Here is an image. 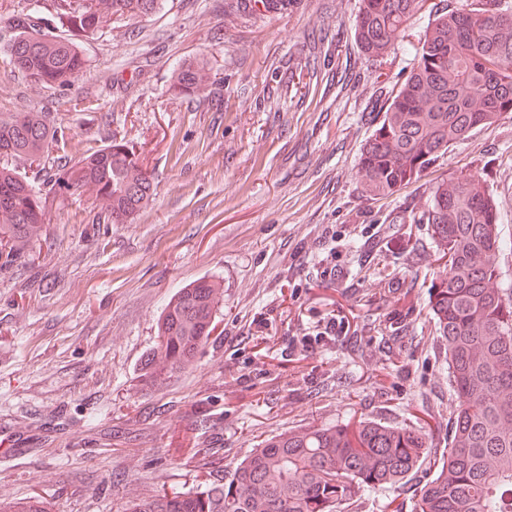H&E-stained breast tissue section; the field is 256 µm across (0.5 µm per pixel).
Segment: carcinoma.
<instances>
[{"instance_id":"carcinoma-1","label":"carcinoma","mask_w":512,"mask_h":512,"mask_svg":"<svg viewBox=\"0 0 512 512\" xmlns=\"http://www.w3.org/2000/svg\"><path fill=\"white\" fill-rule=\"evenodd\" d=\"M414 0H363L354 37L379 56L412 17ZM163 0H50L56 26L32 12L15 15L9 63L31 82L71 86L86 69L82 38L112 22L147 16ZM418 62L388 98L359 170L367 190L393 194L504 112H512V11L501 0H454L429 22ZM209 78L187 65L172 77L190 96ZM65 129L48 112L0 114V269L25 256L46 221L37 176L52 153L65 150ZM38 166L27 176L19 166ZM61 186L94 199L93 222L128 224L155 196L151 177L132 148L113 143L88 149ZM412 224H427L448 276L429 294L448 384L455 396L448 448L420 488L413 512H512V288L490 253L506 243L487 181L459 175L434 185ZM222 285L193 281L169 300L156 321L157 347L146 361L157 376L196 361L215 329ZM434 454L422 427L369 418L290 430L265 439L222 483L192 494H159L132 512H359L364 495L400 483ZM0 512H47L33 499L0 503Z\"/></svg>"}]
</instances>
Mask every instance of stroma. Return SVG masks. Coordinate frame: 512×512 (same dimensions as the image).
Returning a JSON list of instances; mask_svg holds the SVG:
<instances>
[{
	"mask_svg": "<svg viewBox=\"0 0 512 512\" xmlns=\"http://www.w3.org/2000/svg\"><path fill=\"white\" fill-rule=\"evenodd\" d=\"M42 6L0 0V113L46 109L71 164L133 145L156 196L132 223L96 224L86 196L42 185V240L0 271V502L131 512L222 481L268 437L352 416L425 418L446 448L453 393L428 297L448 271L408 217L437 182L478 172L512 238V112L393 196L373 198L358 173L443 0H416L376 60L354 40L361 0H165L84 38L88 66L61 89L26 81L4 50L13 14ZM314 54L308 94L284 95ZM190 63L209 81L188 99L170 76ZM200 278L223 286L216 338L152 377L157 318ZM432 474L421 465L360 512L392 499L411 512Z\"/></svg>",
	"mask_w": 512,
	"mask_h": 512,
	"instance_id": "obj_1",
	"label": "stroma"
}]
</instances>
